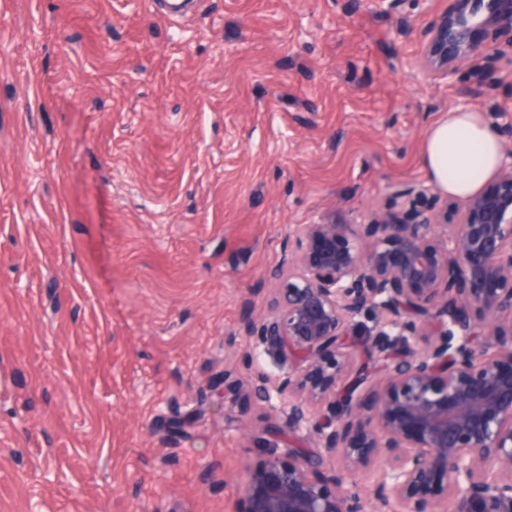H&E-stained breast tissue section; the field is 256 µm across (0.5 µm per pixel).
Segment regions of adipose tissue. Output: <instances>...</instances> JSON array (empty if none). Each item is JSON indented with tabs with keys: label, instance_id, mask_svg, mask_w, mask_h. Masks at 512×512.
I'll return each mask as SVG.
<instances>
[{
	"label": "adipose tissue",
	"instance_id": "1",
	"mask_svg": "<svg viewBox=\"0 0 512 512\" xmlns=\"http://www.w3.org/2000/svg\"><path fill=\"white\" fill-rule=\"evenodd\" d=\"M502 149L482 113L454 110L429 130L423 146L424 170L440 190L465 198L495 173Z\"/></svg>",
	"mask_w": 512,
	"mask_h": 512
}]
</instances>
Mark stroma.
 Here are the masks:
<instances>
[{
  "mask_svg": "<svg viewBox=\"0 0 512 512\" xmlns=\"http://www.w3.org/2000/svg\"><path fill=\"white\" fill-rule=\"evenodd\" d=\"M444 0H0V512H240L250 390L289 231L426 182L431 126L512 112V74L435 80Z\"/></svg>",
  "mask_w": 512,
  "mask_h": 512,
  "instance_id": "35a3bbf8",
  "label": "stroma"
}]
</instances>
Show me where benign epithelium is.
I'll return each mask as SVG.
<instances>
[{
  "mask_svg": "<svg viewBox=\"0 0 512 512\" xmlns=\"http://www.w3.org/2000/svg\"><path fill=\"white\" fill-rule=\"evenodd\" d=\"M421 38L436 78L512 68V0H448ZM398 198L360 224L296 225L269 315L245 320L278 370L250 388L323 455L268 452L242 512H512V146L484 191ZM365 472L367 496L344 487Z\"/></svg>",
  "mask_w": 512,
  "mask_h": 512,
  "instance_id": "obj_1",
  "label": "benign epithelium"
}]
</instances>
